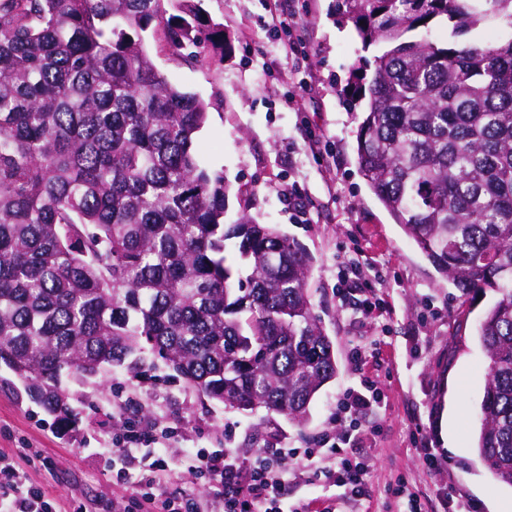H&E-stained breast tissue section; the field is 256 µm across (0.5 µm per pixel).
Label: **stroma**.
I'll use <instances>...</instances> for the list:
<instances>
[{
	"label": "stroma",
	"mask_w": 512,
	"mask_h": 512,
	"mask_svg": "<svg viewBox=\"0 0 512 512\" xmlns=\"http://www.w3.org/2000/svg\"><path fill=\"white\" fill-rule=\"evenodd\" d=\"M224 32L223 53L188 63L172 54L162 25L151 22L144 47L157 69L179 88L209 103L195 148L208 172L230 186L225 223L249 215L278 227L312 261L308 283L313 313L334 343L338 371L316 396L304 423L266 411L251 415L199 398L165 381L163 366L144 365L140 378L124 369L80 382L64 378L74 422L61 429L33 402L23 385L0 367V452L12 456L27 485L40 490L54 512H122L120 486L106 456L113 454L125 398L145 411L140 426L176 428L168 449L178 459L187 448H234L244 458L260 448H312L332 426L337 400L360 375L375 380L385 398L359 415L362 433L352 455L374 462L367 492L357 505L342 503L336 487L294 478L288 503L312 512H397L391 490L407 483L423 512H501L512 487L496 482L475 450L477 413L488 359L478 324L494 293L468 300L440 276L371 192L358 169L356 131L361 113L348 111L347 81L376 48H364L352 24L336 21V0H292L294 35L303 54H288L270 0H189ZM327 142L324 157L308 137ZM305 190V215L295 216L283 191ZM369 258L352 279L374 289L381 308L353 317L341 294L337 267L354 246ZM377 359L357 370L353 345ZM430 447L441 472L429 476L422 447ZM452 487L454 502L442 489Z\"/></svg>",
	"instance_id": "stroma-1"
}]
</instances>
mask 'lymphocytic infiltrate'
Masks as SVG:
<instances>
[{
    "label": "lymphocytic infiltrate",
    "instance_id": "1",
    "mask_svg": "<svg viewBox=\"0 0 512 512\" xmlns=\"http://www.w3.org/2000/svg\"><path fill=\"white\" fill-rule=\"evenodd\" d=\"M379 387L363 378L359 387L347 390L336 403V420L346 424V437L359 434L357 412L377 404ZM119 439L124 446L143 449L146 470L124 489L132 507L147 505V512H285L283 498L290 460L302 462L303 477L343 487L348 502L359 501L365 493L373 464L365 457L343 454L334 434L325 433L314 448H263L243 460L230 448L187 450L181 461L196 478L213 484V494L195 492L169 494L164 474L169 468L159 449L153 448L133 419H126ZM0 487L14 492L10 512H49L42 496L25 487L23 475L9 456L0 453Z\"/></svg>",
    "mask_w": 512,
    "mask_h": 512
}]
</instances>
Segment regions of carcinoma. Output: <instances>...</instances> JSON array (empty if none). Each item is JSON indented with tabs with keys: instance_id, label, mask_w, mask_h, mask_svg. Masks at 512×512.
<instances>
[{
	"instance_id": "obj_1",
	"label": "carcinoma",
	"mask_w": 512,
	"mask_h": 512,
	"mask_svg": "<svg viewBox=\"0 0 512 512\" xmlns=\"http://www.w3.org/2000/svg\"><path fill=\"white\" fill-rule=\"evenodd\" d=\"M338 11L379 47L350 88L361 173L438 274L498 294L476 453L512 487V35L471 36L512 29V0ZM161 17V0H0V366L63 425L64 372L137 374L147 351L205 399L302 423L337 374L309 258L273 225L224 223V176L193 146L208 104L144 49ZM164 33L195 61L223 39L192 9Z\"/></svg>"
}]
</instances>
